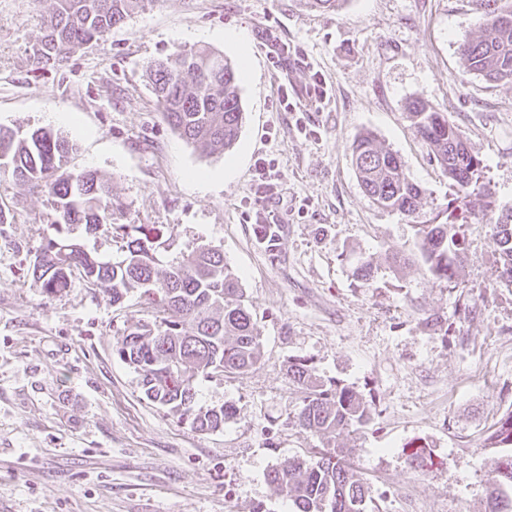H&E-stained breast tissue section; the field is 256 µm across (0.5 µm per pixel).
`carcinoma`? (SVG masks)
<instances>
[{"instance_id":"obj_1","label":"carcinoma","mask_w":512,"mask_h":512,"mask_svg":"<svg viewBox=\"0 0 512 512\" xmlns=\"http://www.w3.org/2000/svg\"><path fill=\"white\" fill-rule=\"evenodd\" d=\"M147 0H57L46 16L44 34L34 49L37 67L59 64L82 46L103 39ZM501 0H475L482 24L479 36L459 46L466 71L491 82L512 83V6ZM147 75L171 129L184 141L205 150L231 148L244 122L238 92L240 70L209 47L178 49L149 62ZM410 117L428 144L444 175L468 187L481 161L467 147L463 132L448 114L420 101L409 104ZM74 145L45 127L0 126V172L9 174L51 197L56 235L36 253L33 278L47 294L71 285L74 274L90 283L109 285L112 302L131 290L155 297L156 321L125 330L116 355L140 376L145 398L198 431H216L231 415L224 405L195 408L199 378L215 373L239 374L259 358V333L252 314L240 303L239 280L215 246L202 245L168 267H158L162 247L154 226L119 223L126 204L112 194V182L93 171L72 172L68 164ZM352 164L366 194L387 210L406 216L417 213L422 191L405 174L399 157L383 148L370 133L352 146ZM444 221L420 224L421 252L429 273L453 281L460 240L451 232L458 223L456 208L446 206ZM82 224L89 234L111 226L126 238L122 255L104 261L87 251L63 228ZM258 240L271 249L280 225L256 226ZM491 239L503 261L501 277L512 283V224L496 220ZM288 379L303 390L297 423L323 438L360 426L372 407L352 389L325 383L306 359L288 363ZM496 443L512 447V412L493 434ZM269 482L295 506L294 512H366L372 500L367 481L331 452L316 460L288 457L268 473ZM492 512H512V454L497 459L488 477Z\"/></svg>"}]
</instances>
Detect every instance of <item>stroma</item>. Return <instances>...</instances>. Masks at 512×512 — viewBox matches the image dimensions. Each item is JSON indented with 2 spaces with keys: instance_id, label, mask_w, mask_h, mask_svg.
Wrapping results in <instances>:
<instances>
[{
  "instance_id": "obj_1",
  "label": "stroma",
  "mask_w": 512,
  "mask_h": 512,
  "mask_svg": "<svg viewBox=\"0 0 512 512\" xmlns=\"http://www.w3.org/2000/svg\"><path fill=\"white\" fill-rule=\"evenodd\" d=\"M55 0H0V126L47 127L76 145L70 167L111 179L125 221L160 229L167 266L200 245L224 252L260 336L257 363L201 380L196 404L230 405L200 432L144 399L114 354L155 311L142 291L112 303L73 279L43 292L32 278L54 233L50 198L0 175V512H290L268 472L284 458L338 450L368 481L372 512H489L494 444L512 411V285L487 224H457L454 282L427 270L414 227L464 196L512 207V85L466 72L460 44L481 22L474 0H151L104 40L61 65L32 49ZM290 57L274 66L269 44ZM210 46L248 62L245 120L232 148L209 154L159 111L148 62ZM327 98L312 104V79ZM292 86L298 111H281ZM447 113L480 159L460 190L417 136L407 106ZM400 157L422 191L417 215L379 207L360 186L351 146L362 132ZM274 160L273 194L255 163ZM281 219L259 244L265 211ZM405 259L393 266L392 254ZM376 267L355 278L359 260ZM307 359L373 407L371 420L326 440L296 427L301 392L287 366ZM425 447L420 464L409 455ZM267 215L263 216L262 224H257L255 230L257 232V239L266 245L269 250L276 247L277 241L280 236V219L272 211H267ZM275 224V225H273Z\"/></svg>"
}]
</instances>
